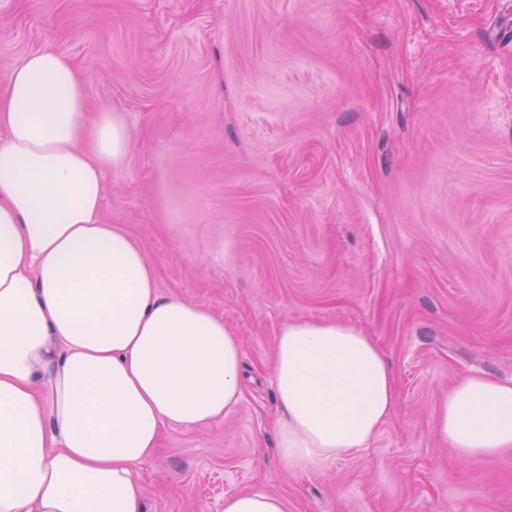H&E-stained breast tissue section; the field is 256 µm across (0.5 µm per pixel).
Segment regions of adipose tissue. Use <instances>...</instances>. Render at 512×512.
Masks as SVG:
<instances>
[{"label": "adipose tissue", "instance_id": "obj_1", "mask_svg": "<svg viewBox=\"0 0 512 512\" xmlns=\"http://www.w3.org/2000/svg\"><path fill=\"white\" fill-rule=\"evenodd\" d=\"M88 109L50 45L0 81V512H145L138 475L162 431L223 420L242 396L235 332L162 295L141 243L104 223L130 132ZM272 373L291 470L368 447L397 405L383 349L351 324H285ZM432 431L461 462L512 451V382L457 380Z\"/></svg>", "mask_w": 512, "mask_h": 512}]
</instances>
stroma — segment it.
<instances>
[{
  "mask_svg": "<svg viewBox=\"0 0 512 512\" xmlns=\"http://www.w3.org/2000/svg\"><path fill=\"white\" fill-rule=\"evenodd\" d=\"M52 43L130 132L105 223L161 293L222 316L245 386L166 429L146 512H512V455L431 432L466 375L512 379V0H0V79ZM296 320L362 327L397 406L370 447L280 461L270 367ZM224 512H287V504L278 495L254 490L225 497Z\"/></svg>",
  "mask_w": 512,
  "mask_h": 512,
  "instance_id": "1",
  "label": "stroma"
}]
</instances>
